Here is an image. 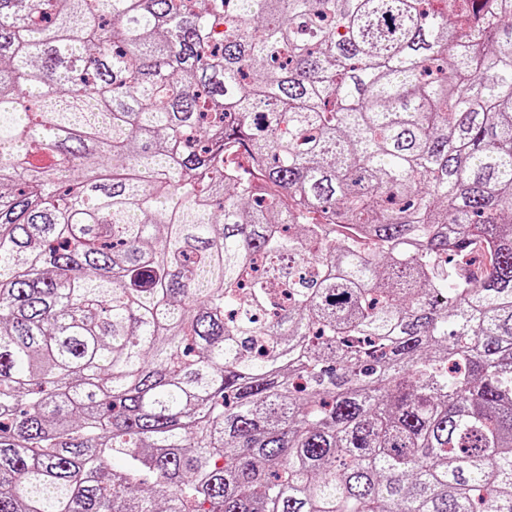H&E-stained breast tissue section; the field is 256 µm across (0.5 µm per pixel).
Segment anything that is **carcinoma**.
<instances>
[{"mask_svg":"<svg viewBox=\"0 0 512 512\" xmlns=\"http://www.w3.org/2000/svg\"><path fill=\"white\" fill-rule=\"evenodd\" d=\"M0 512H512V0H0Z\"/></svg>","mask_w":512,"mask_h":512,"instance_id":"1","label":"carcinoma"}]
</instances>
